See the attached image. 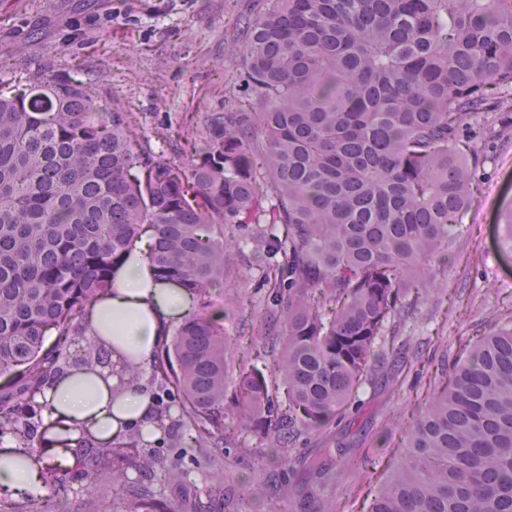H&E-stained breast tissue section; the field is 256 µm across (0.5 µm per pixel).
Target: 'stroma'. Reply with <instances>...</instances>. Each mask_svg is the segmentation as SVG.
Segmentation results:
<instances>
[{
    "instance_id": "stroma-1",
    "label": "stroma",
    "mask_w": 512,
    "mask_h": 512,
    "mask_svg": "<svg viewBox=\"0 0 512 512\" xmlns=\"http://www.w3.org/2000/svg\"><path fill=\"white\" fill-rule=\"evenodd\" d=\"M249 0H0V73L22 76L69 71L88 82L102 105L133 113L132 139L164 130L168 151L189 150L181 136L186 121L224 109L225 91L242 94L241 64L224 51V34ZM463 140L480 157L474 197L459 215L455 245L448 254L447 283L421 302L416 326L399 330L417 355L413 369L380 370L360 395L358 408L336 421L329 437L310 435L290 451L292 460L342 447L347 460L372 463L356 471L337 463L326 495L309 512L337 503L341 512H363L377 485L403 456L402 422L425 406L453 364L501 321L512 319V114L494 133L476 130ZM258 278L242 290L216 291L234 352L251 356L249 296L263 295ZM224 512H241L253 479L275 471L249 438L222 446Z\"/></svg>"
}]
</instances>
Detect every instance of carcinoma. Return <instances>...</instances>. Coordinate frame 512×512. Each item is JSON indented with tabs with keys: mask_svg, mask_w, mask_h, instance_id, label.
<instances>
[{
	"mask_svg": "<svg viewBox=\"0 0 512 512\" xmlns=\"http://www.w3.org/2000/svg\"><path fill=\"white\" fill-rule=\"evenodd\" d=\"M227 42L248 107L232 100L184 127L186 157L136 147L131 116L70 73L31 71L0 94V441L25 449L0 463L35 457L45 488L0 493V512H58L106 484L120 493L98 512H217L223 487L184 488L173 438L212 470L222 461L207 449L246 434L292 470L288 448L328 429L448 277L477 175L463 125L512 108V0H253ZM146 226L154 277L192 310L149 367L129 357L117 371L123 385L147 381L150 415L110 443L78 437L58 462L43 451L40 394L70 368L114 371L82 320ZM232 226L252 227L267 288L249 361L212 302ZM405 434L366 512H512V321L458 360ZM335 466L331 452L306 463L316 490ZM250 494L300 512L286 476Z\"/></svg>",
	"mask_w": 512,
	"mask_h": 512,
	"instance_id": "carcinoma-1",
	"label": "carcinoma"
}]
</instances>
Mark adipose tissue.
Returning <instances> with one entry per match:
<instances>
[{
	"label": "adipose tissue",
	"mask_w": 512,
	"mask_h": 512,
	"mask_svg": "<svg viewBox=\"0 0 512 512\" xmlns=\"http://www.w3.org/2000/svg\"><path fill=\"white\" fill-rule=\"evenodd\" d=\"M114 272L113 292L93 305L83 332L85 336H100L112 343L114 364H122L131 354L141 364H150L170 323L187 313L190 301L174 283L153 279L141 250H134L117 263ZM83 377L81 370H67L45 394L54 418L71 431L105 442L122 434L132 419L148 415L149 400L138 391L126 393L120 406H112L111 390L118 385V377L96 376V396L92 399L75 387Z\"/></svg>",
	"instance_id": "1"
}]
</instances>
